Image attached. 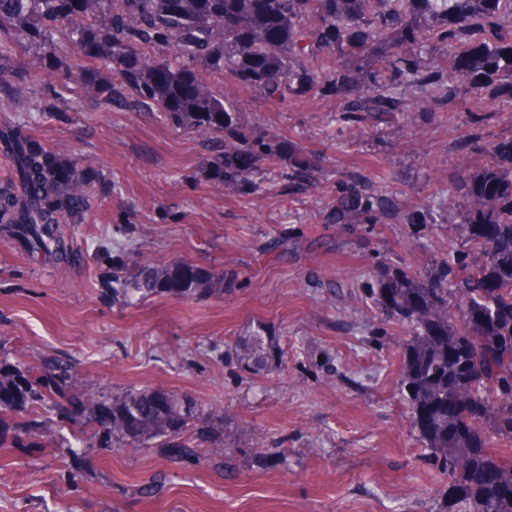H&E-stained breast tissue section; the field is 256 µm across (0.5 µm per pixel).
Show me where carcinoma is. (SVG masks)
<instances>
[{"label":"carcinoma","mask_w":512,"mask_h":512,"mask_svg":"<svg viewBox=\"0 0 512 512\" xmlns=\"http://www.w3.org/2000/svg\"><path fill=\"white\" fill-rule=\"evenodd\" d=\"M73 45L68 80L98 107L125 104L157 112L208 148L202 172L229 194H266L265 161L283 158L280 177L300 190L318 188L326 161L269 130L241 124L242 89L271 102L311 92L334 96L339 120L366 128L399 112H441L448 84L489 93L512 105V0H0V112H17L31 85L53 73V34ZM460 45L447 75L421 69L413 50ZM34 49L41 65L18 55ZM373 52L374 68L345 69L343 59ZM205 72L228 79L213 93ZM479 177L458 184L472 207L463 224L476 264L456 258L448 273L381 277L371 301L407 326L401 391L422 444L448 469L454 512H512V139L480 145ZM0 237L33 258L67 253L63 224H81L95 201L99 168L56 152L27 135L23 122L0 125ZM393 183L347 174L326 210L338 224L357 215L378 223ZM236 278L183 261L143 264L118 275L114 297L129 305L164 293L190 300L224 295ZM245 368L264 372L283 353L255 334L238 345ZM196 401L161 389L131 391L95 403L63 363L0 360V447L43 428L82 425L97 448H158L186 459L197 449L185 436L198 419Z\"/></svg>","instance_id":"carcinoma-1"}]
</instances>
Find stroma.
<instances>
[{
  "label": "stroma",
  "instance_id": "stroma-1",
  "mask_svg": "<svg viewBox=\"0 0 512 512\" xmlns=\"http://www.w3.org/2000/svg\"><path fill=\"white\" fill-rule=\"evenodd\" d=\"M51 97L59 111L35 116L29 133L100 168L97 206L60 263L0 239V356L65 361L79 387L107 399L189 393L205 424L195 448L224 446L228 467L174 463L159 448H89L72 424L63 437L0 448V512H448V475L411 431L399 391L405 326L369 291L379 265L435 273L448 251H464L457 226L469 203L452 179L481 173V143L512 138V107L476 114L454 96V125L414 113L357 137L333 99L246 91L243 125L327 161L318 193L280 185L241 196L202 173L195 135L157 115L96 107L58 73L31 93ZM359 170L392 179L391 215L328 222L337 182ZM424 199L447 213L412 223ZM106 249L132 265L225 271L238 286L127 306L112 295ZM260 327L284 359L251 373L235 344Z\"/></svg>",
  "mask_w": 512,
  "mask_h": 512
}]
</instances>
